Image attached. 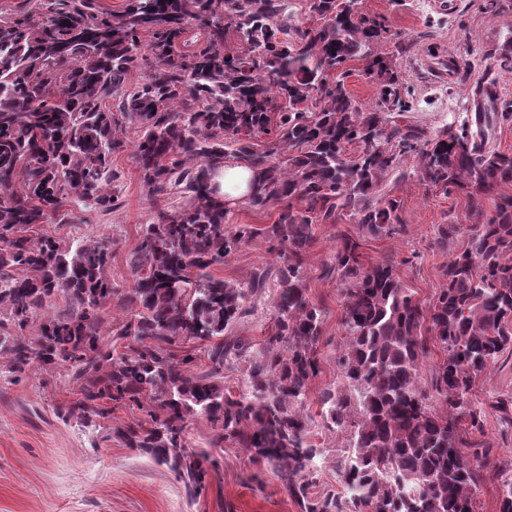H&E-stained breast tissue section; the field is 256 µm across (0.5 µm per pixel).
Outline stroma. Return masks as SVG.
<instances>
[{
	"label": "stroma",
	"instance_id": "35a3bbf8",
	"mask_svg": "<svg viewBox=\"0 0 512 512\" xmlns=\"http://www.w3.org/2000/svg\"><path fill=\"white\" fill-rule=\"evenodd\" d=\"M497 2L490 12L485 0H360L361 12L383 18L387 27L373 51L396 64L403 104L391 112L396 123L418 127L429 141L460 127L476 111L473 88L488 77L497 78L501 98L512 102V71L499 66L502 46L512 37V0ZM452 59L466 61V70L449 72ZM366 64L361 56L348 61L345 85L360 106L374 109L382 103L381 86L367 77ZM112 170V211L88 213L86 222L111 239L112 278L126 289V257L149 220L151 202L130 151L113 154ZM386 188L400 203L394 233L362 239L350 219L321 224L307 257L310 296L324 320L320 372L303 404L312 440L323 451L313 486L317 494L341 490L336 463L348 446L347 433L328 432L320 417L318 395L339 381L338 356L345 345L343 287L326 275V267L334 264L344 238H359L365 265L393 258L406 287L429 303L445 285L443 266L474 222L461 192L446 193L415 177ZM445 224L457 225L459 234L443 247L438 236ZM277 253V243L260 236L210 271L243 282L256 268L275 263ZM77 397V387L53 371L35 370L19 384L0 386V512H224L228 505L234 512H300L267 460L230 443L212 447L205 420L192 421L184 437L188 448L208 453L214 465L202 494L191 498L174 472L124 447L109 429L59 419L57 408ZM472 399L482 412L483 439L497 471L483 483L476 512H498L499 483L512 479V420H503L494 404L512 400V351L476 379Z\"/></svg>",
	"mask_w": 512,
	"mask_h": 512
}]
</instances>
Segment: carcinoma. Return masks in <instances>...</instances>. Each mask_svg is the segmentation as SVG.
I'll use <instances>...</instances> for the list:
<instances>
[{"mask_svg":"<svg viewBox=\"0 0 512 512\" xmlns=\"http://www.w3.org/2000/svg\"><path fill=\"white\" fill-rule=\"evenodd\" d=\"M358 4L307 0L318 20L308 27L293 23L288 0H128L118 13L97 0H53L39 20L0 17V385L64 368L79 398L59 409L63 421L138 410L113 437L175 472L191 498L209 474V456L184 443L200 418L213 446L229 441L268 460L300 512H475L489 450L474 436L483 422L473 385L512 348V196L469 227L425 306L396 261L367 268L360 243L344 240L326 269L344 285L342 381L321 403L324 427L351 435L338 463L347 492L310 491L322 453L301 412L323 335L306 275L315 224L347 212L363 235L394 230L399 201L384 189L412 173L466 192L480 218L483 198L512 183V154L486 146L487 113L423 143L420 129L356 104L343 68L360 54L383 99L396 96L392 61L372 52L386 26ZM230 30L242 45L235 54L224 52ZM143 32L153 72L128 85ZM473 95L512 119L496 79ZM115 96L119 111L104 109ZM131 131L153 208L128 260L133 284L119 292L105 237L66 241L43 227L63 210H112V155ZM260 133L268 139L258 150ZM407 154L417 157L410 173ZM230 162L255 172L246 202L280 206L274 223L229 222L220 177ZM175 193L188 201L172 210ZM259 235L279 245L277 266L245 282L208 272ZM267 296L275 329L249 360L247 393L234 398L224 366L248 348L232 330ZM115 301L125 318L108 320ZM431 344L443 352L432 406L419 385ZM498 500V512H512L511 481Z\"/></svg>","mask_w":512,"mask_h":512,"instance_id":"1","label":"carcinoma"}]
</instances>
